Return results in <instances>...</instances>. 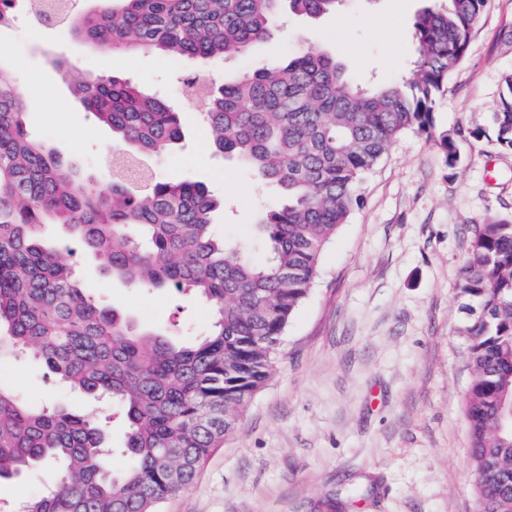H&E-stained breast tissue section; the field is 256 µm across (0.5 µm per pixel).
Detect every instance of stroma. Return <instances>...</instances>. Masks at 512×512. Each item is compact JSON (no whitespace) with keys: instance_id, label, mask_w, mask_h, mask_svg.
<instances>
[{"instance_id":"obj_1","label":"stroma","mask_w":512,"mask_h":512,"mask_svg":"<svg viewBox=\"0 0 512 512\" xmlns=\"http://www.w3.org/2000/svg\"><path fill=\"white\" fill-rule=\"evenodd\" d=\"M423 6L345 0L334 14L286 16L248 54L216 61L95 49L21 11L0 28V65L12 75L30 134L81 175L105 183L112 131L85 111L75 85L116 76L178 109L184 74L221 85L257 61L308 46L336 57L357 82L390 83L414 58L413 24ZM511 73L512 0H488L434 109L436 132L458 136V164L448 166L435 140L410 131L365 175L363 204L326 246L320 276L291 318L268 380L235 431L161 512H477L464 411L472 374L459 333L458 286L470 228L512 223V154L499 152L489 130ZM475 128L481 138L470 137ZM150 163L158 179L203 182L225 203L213 218L217 235L230 244L251 241L254 258L267 259L253 222L278 193L214 154L201 106L184 114L176 148ZM65 258L81 282L136 325L185 342L210 327L203 302L112 280L75 245ZM0 382L33 407L108 410L61 387L28 353L0 365ZM53 480V470L41 467L1 481L0 504L21 512Z\"/></svg>"}]
</instances>
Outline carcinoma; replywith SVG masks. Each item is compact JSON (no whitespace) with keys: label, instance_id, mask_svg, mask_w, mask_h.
<instances>
[{"label":"carcinoma","instance_id":"cac0c4a2","mask_svg":"<svg viewBox=\"0 0 512 512\" xmlns=\"http://www.w3.org/2000/svg\"><path fill=\"white\" fill-rule=\"evenodd\" d=\"M342 0H110L68 22L84 42L114 50L160 49L183 58L241 55L265 40L282 13L319 17ZM486 0H444L415 18L416 58L397 83L361 86L312 48L265 61L218 88L189 75L207 104L215 152L279 191L257 212L266 262L217 236L220 203L205 186L112 171L102 185L77 171L23 121V101L0 67V364L31 352L71 391L112 400L127 425L131 465L111 469L105 425L59 404L29 407L0 383V480L40 465L57 484L24 512H159L235 427L276 362L281 337L319 274V259L362 200L367 172L405 133L434 138L448 166L454 136L435 133L434 105L464 57ZM112 129L117 152L158 156L182 137L165 101L116 77L75 87ZM495 142L512 154V75L492 112ZM68 238L45 243L39 228ZM78 243L101 273L132 287L192 294L209 304L208 332L192 344L136 327L103 305L62 259ZM473 379L465 401L477 512H512V224L475 227L459 287Z\"/></svg>","mask_w":512,"mask_h":512}]
</instances>
